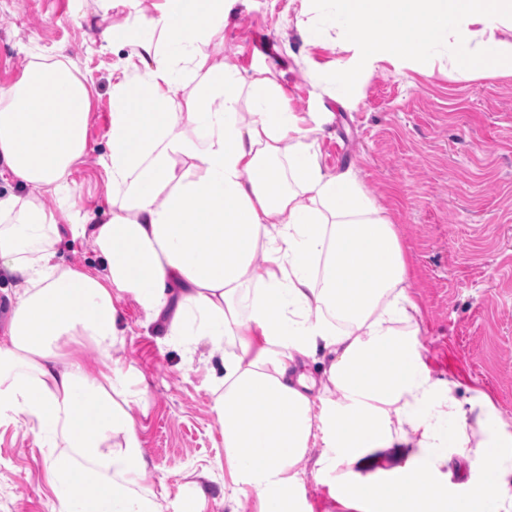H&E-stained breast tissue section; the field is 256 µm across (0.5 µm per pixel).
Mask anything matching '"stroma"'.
<instances>
[{
    "label": "stroma",
    "instance_id": "obj_1",
    "mask_svg": "<svg viewBox=\"0 0 512 512\" xmlns=\"http://www.w3.org/2000/svg\"><path fill=\"white\" fill-rule=\"evenodd\" d=\"M155 0H130L105 14L100 0H0V86L13 83L29 50L72 59L95 88L87 151L74 167V224L106 208L114 74L128 50L104 49L107 25L155 16ZM317 0H236L228 25L203 50L210 65L265 72L290 111L316 115L320 163L354 168L376 206L392 218L412 264L409 296L421 310L423 356L434 376L459 382V398L486 395L512 431V78H477L441 50L440 60L375 57L317 22ZM352 72L347 100L327 74ZM122 362L147 391L130 405L143 439L151 487L165 512H179L204 475L207 512L224 504V446L212 410L208 365L219 356L200 345L193 361L147 323L123 296ZM316 440L301 493L312 512H344L349 486L317 471ZM47 451L25 425H0V512H50Z\"/></svg>",
    "mask_w": 512,
    "mask_h": 512
}]
</instances>
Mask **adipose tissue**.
Instances as JSON below:
<instances>
[{"mask_svg":"<svg viewBox=\"0 0 512 512\" xmlns=\"http://www.w3.org/2000/svg\"><path fill=\"white\" fill-rule=\"evenodd\" d=\"M235 0H159L123 43L133 69L112 85L107 210L59 224L42 200L73 194L87 150L90 86L68 60L32 55L0 87V269L18 282L0 332V421L48 448L51 512H163L148 487L133 396L114 364L118 303L131 295L186 357L222 351L211 375L233 495L253 512L293 499L299 464L327 431L344 451L345 512H512V432L488 401H461L422 357L410 264L353 169L324 171L312 128L262 75L218 72L203 52ZM352 42L389 33L393 53L452 36L472 75H512V0H321ZM189 87L184 103L176 86ZM144 106L134 110V99ZM101 265L64 264L65 236ZM107 360L93 374L62 341ZM329 360L322 379L301 370ZM393 478L381 480L382 471Z\"/></svg>","mask_w":512,"mask_h":512,"instance_id":"ef3b65f1","label":"adipose tissue"}]
</instances>
